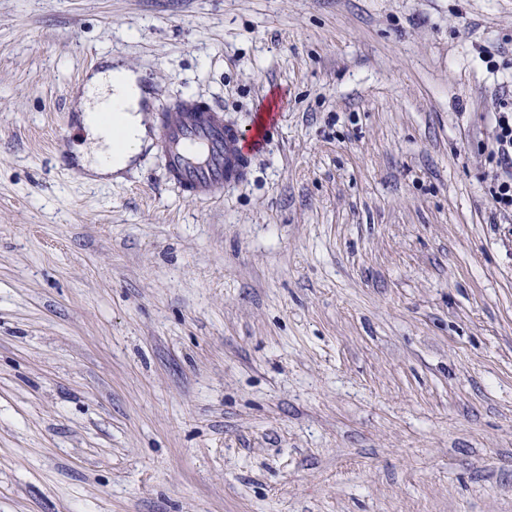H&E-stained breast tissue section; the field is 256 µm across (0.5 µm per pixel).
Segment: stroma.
I'll return each instance as SVG.
<instances>
[{
    "mask_svg": "<svg viewBox=\"0 0 512 512\" xmlns=\"http://www.w3.org/2000/svg\"><path fill=\"white\" fill-rule=\"evenodd\" d=\"M108 60L117 181L77 161ZM505 93L512 0H0V512H512ZM185 97L274 114L209 200ZM142 89L136 74L123 67L93 72L82 88V127L88 143L80 147L83 166L102 175L125 170L146 138L140 115ZM112 102L113 112H103ZM512 103L501 98L493 112L492 135L486 149L496 162L491 195L496 211L512 215ZM223 112L215 104L182 100L158 114L168 178L198 200L210 199L224 185L249 175L271 125V114L261 112L253 133L246 135L224 124Z\"/></svg>",
    "mask_w": 512,
    "mask_h": 512,
    "instance_id": "obj_1",
    "label": "stroma"
}]
</instances>
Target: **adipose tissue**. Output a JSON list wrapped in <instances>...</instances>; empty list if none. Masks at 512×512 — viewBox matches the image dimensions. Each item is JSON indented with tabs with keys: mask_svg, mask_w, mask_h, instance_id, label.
Returning <instances> with one entry per match:
<instances>
[{
	"mask_svg": "<svg viewBox=\"0 0 512 512\" xmlns=\"http://www.w3.org/2000/svg\"><path fill=\"white\" fill-rule=\"evenodd\" d=\"M142 89L136 74L122 67L93 72L82 88L81 122L85 168L102 175L125 170L140 152L146 129L140 115Z\"/></svg>",
	"mask_w": 512,
	"mask_h": 512,
	"instance_id": "ef3b65f1",
	"label": "adipose tissue"
}]
</instances>
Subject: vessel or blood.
<instances>
[{
  "mask_svg": "<svg viewBox=\"0 0 512 512\" xmlns=\"http://www.w3.org/2000/svg\"><path fill=\"white\" fill-rule=\"evenodd\" d=\"M271 116L256 117L252 134L224 122L221 107L179 101L158 115L159 136L169 180L183 193L207 200L225 185L243 181L270 128Z\"/></svg>",
  "mask_w": 512,
  "mask_h": 512,
  "instance_id": "1",
  "label": "vessel or blood"
}]
</instances>
